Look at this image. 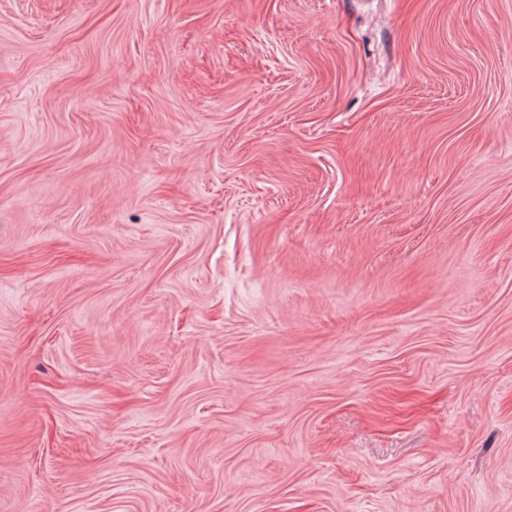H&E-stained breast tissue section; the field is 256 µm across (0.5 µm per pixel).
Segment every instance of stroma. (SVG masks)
Listing matches in <instances>:
<instances>
[{"instance_id":"1","label":"stroma","mask_w":512,"mask_h":512,"mask_svg":"<svg viewBox=\"0 0 512 512\" xmlns=\"http://www.w3.org/2000/svg\"><path fill=\"white\" fill-rule=\"evenodd\" d=\"M0 512H512V0H0Z\"/></svg>"}]
</instances>
